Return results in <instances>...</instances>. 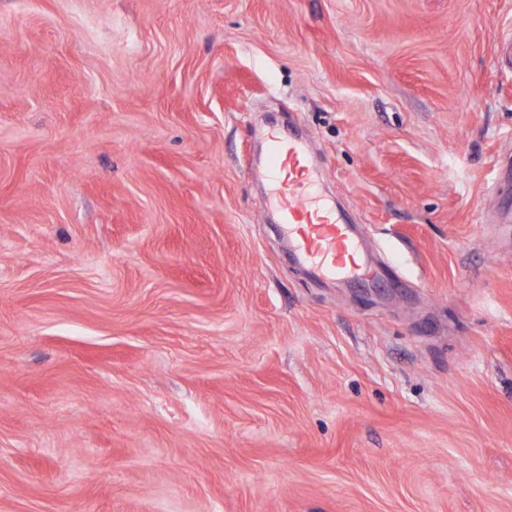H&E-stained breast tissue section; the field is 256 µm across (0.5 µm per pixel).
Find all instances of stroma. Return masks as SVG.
Segmentation results:
<instances>
[{
	"instance_id": "stroma-1",
	"label": "stroma",
	"mask_w": 512,
	"mask_h": 512,
	"mask_svg": "<svg viewBox=\"0 0 512 512\" xmlns=\"http://www.w3.org/2000/svg\"><path fill=\"white\" fill-rule=\"evenodd\" d=\"M512 0H0V512H512ZM375 260L289 256L261 134Z\"/></svg>"
}]
</instances>
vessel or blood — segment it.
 I'll list each match as a JSON object with an SVG mask.
<instances>
[{
    "label": "vessel or blood",
    "mask_w": 512,
    "mask_h": 512,
    "mask_svg": "<svg viewBox=\"0 0 512 512\" xmlns=\"http://www.w3.org/2000/svg\"><path fill=\"white\" fill-rule=\"evenodd\" d=\"M265 138L269 161L259 175L272 188L280 227L296 257L319 277L371 281L348 220L320 194L322 177L307 162V143L276 129Z\"/></svg>",
    "instance_id": "obj_1"
}]
</instances>
